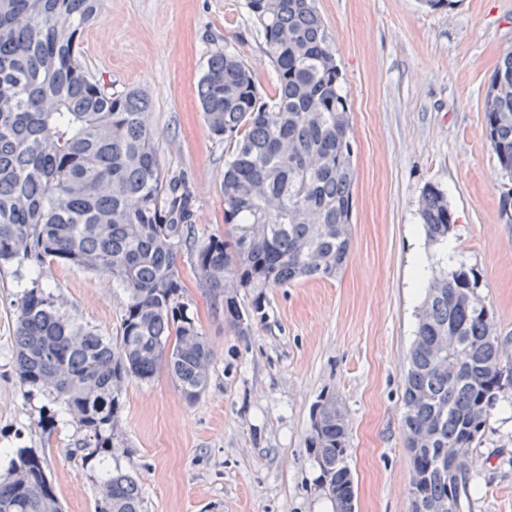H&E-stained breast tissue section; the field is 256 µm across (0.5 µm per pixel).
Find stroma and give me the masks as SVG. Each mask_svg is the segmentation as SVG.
<instances>
[{"label":"stroma","instance_id":"35a3bbf8","mask_svg":"<svg viewBox=\"0 0 512 512\" xmlns=\"http://www.w3.org/2000/svg\"><path fill=\"white\" fill-rule=\"evenodd\" d=\"M335 48L350 112L356 166L351 250L342 273L282 287L242 288L264 316L239 334L187 259L179 275L189 313L213 357L195 402L166 369L126 383L114 464L132 472L145 512H336L307 438L320 404L334 399L349 425L346 464L355 512H409L403 384L425 298L417 272L433 275L440 246L419 215L424 189L448 196L456 262L479 279L480 298L512 353V224L485 133V95L512 50V0H316ZM234 47L261 92L274 71L245 0H101L81 38L80 60L115 91L150 102L163 171L196 196L197 237L223 234L224 144L206 127L198 82L215 51ZM41 282L76 322L116 336L125 296L106 272L66 264ZM22 286L0 273V473L15 449L44 458L63 512H95L93 471L74 460L70 417L40 429L42 398L24 394L14 370ZM512 388L500 394L472 455L462 512H512Z\"/></svg>","mask_w":512,"mask_h":512}]
</instances>
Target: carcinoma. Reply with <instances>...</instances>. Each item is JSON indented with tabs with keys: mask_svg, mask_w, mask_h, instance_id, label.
Here are the masks:
<instances>
[{
	"mask_svg": "<svg viewBox=\"0 0 512 512\" xmlns=\"http://www.w3.org/2000/svg\"><path fill=\"white\" fill-rule=\"evenodd\" d=\"M100 0H0V268L30 272L14 302L15 374L41 396L36 426L69 414L83 434L74 452L101 461L118 439L120 398L130 379L167 369L182 396L206 390L212 350L187 314L178 272L182 252L200 283L245 332L240 288L331 279L350 250L352 187L347 93L315 0H246L276 75L262 95L236 50L211 55L199 85L204 121L228 145L222 191L224 237H196V198L162 172L150 103L138 90L114 94L80 61L79 38ZM486 135L509 188L502 215L512 223V51L486 92ZM420 217L427 238L448 242L452 213L428 186ZM64 263L112 273L126 295L117 341L77 324L43 288L44 266ZM477 278L443 265L428 282L404 376L405 447L418 449L424 498L462 512L474 468L471 448L491 409L512 386V359L479 298L461 299ZM461 374L448 377V369ZM348 425L336 405H319L308 437L337 512H352L345 459ZM465 449L457 487L434 459ZM42 456L19 448L0 478V512H46ZM111 499L96 512H144L136 479L104 472Z\"/></svg>",
	"mask_w": 512,
	"mask_h": 512,
	"instance_id": "cac0c4a2",
	"label": "carcinoma"
}]
</instances>
